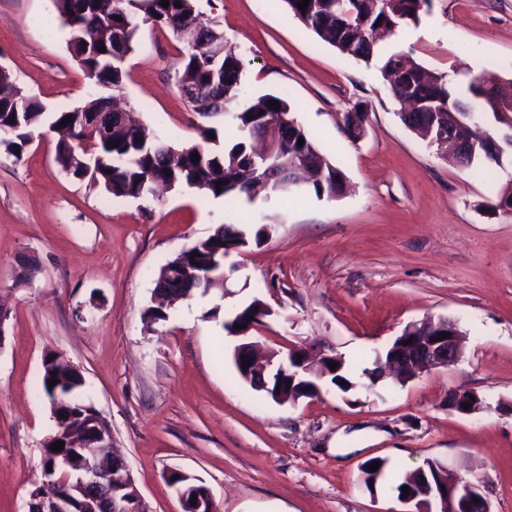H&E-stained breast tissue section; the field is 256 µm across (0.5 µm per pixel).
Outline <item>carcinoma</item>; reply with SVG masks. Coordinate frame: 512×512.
<instances>
[{
	"label": "carcinoma",
	"instance_id": "1",
	"mask_svg": "<svg viewBox=\"0 0 512 512\" xmlns=\"http://www.w3.org/2000/svg\"><path fill=\"white\" fill-rule=\"evenodd\" d=\"M181 6H175V2ZM169 6L161 0H52V3L69 29L67 42L73 57L86 77L94 85L104 89H117L121 85L122 59L113 56L110 45L102 39L114 23L121 21L128 27V50H133L135 35L142 24H152L177 32L182 28H197L206 38L203 53L215 60L212 67H205L198 61L200 52L187 48L181 66L180 82L196 86L211 84L213 77L224 80L220 89V112L232 114L237 136L224 145L219 138L203 131L202 144L174 147L164 141L146 125L139 122L130 125L124 135L126 150H108L98 146L99 137L94 124L100 108L111 97L93 94L82 105L56 112L48 111L46 105L36 96L21 88L13 77L0 80V144L10 151L24 149L32 140V134L43 128L50 130L60 126L65 117L71 121L63 126L69 136L59 139L55 158L62 168L77 179L88 178L92 183L104 187L114 197L138 198L157 181H163L174 188L195 183L205 195L232 202L242 196H250L252 183L241 176V169L251 153V139L265 135L271 128L288 129V137L277 139L275 154L283 164L307 175L310 187L317 198L334 199L345 179L342 170L331 163L317 146L310 132L290 115V108L283 98L265 94L246 102L241 101L242 69L234 51L224 43L219 30L207 26L199 19L195 0H168ZM301 0H284L288 10L312 31L320 41L334 47L341 55L370 64L380 63L379 70L386 81H391L392 71L399 64L408 67L412 81L422 88V105L415 117H403L402 123L415 133L428 139L432 126L438 128L447 123L448 111L442 104L448 101V94L459 96L449 76L436 74L403 52L381 55L376 49L375 33L386 29L391 33L404 25H418L422 16L429 13L433 0H309V6L302 11ZM356 9L353 26L347 28L338 23L340 9ZM105 51H100V47ZM489 76L481 72L470 77L467 93L462 102L470 112H493L501 115L500 123L512 129V99L507 101L498 92L484 87ZM277 100L280 106L273 107L269 101ZM457 129L454 136L464 138L476 146V153L469 158L467 167L487 171L498 164L487 145L492 135L467 126L468 117L457 113ZM304 140L298 145V140ZM199 155V162L191 161L193 154ZM89 155L93 160L90 176L73 162ZM222 191H217L216 183ZM234 230L238 238H249V234L236 224H222L204 239L198 258L189 265L188 272L197 280L207 282L211 265L220 263L224 257V234ZM47 366L42 368V391L49 401L51 413L64 416L70 425L84 424L86 404L77 400L83 386L81 376L68 369L64 360L50 354ZM57 375H51V372ZM58 383L48 386V381ZM325 380L343 393L351 391L354 377L340 361L336 375ZM63 455L69 458V472L76 475L81 470L79 463L85 458L79 448H64L59 452L49 446L43 448V460L48 463ZM101 473L103 482H112V461L105 456L86 457Z\"/></svg>",
	"mask_w": 512,
	"mask_h": 512
}]
</instances>
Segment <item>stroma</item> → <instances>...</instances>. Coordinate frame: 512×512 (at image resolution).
<instances>
[{
	"label": "stroma",
	"mask_w": 512,
	"mask_h": 512,
	"mask_svg": "<svg viewBox=\"0 0 512 512\" xmlns=\"http://www.w3.org/2000/svg\"><path fill=\"white\" fill-rule=\"evenodd\" d=\"M242 62L244 98L273 94L346 175L327 200L258 196L235 204L198 190L114 198L66 174L55 133L21 155L0 145V512H27L42 480L54 420L42 393L53 350L83 376L79 397L112 431L151 512H180L170 470L201 479L217 512H403L389 485L368 490L360 468L384 459L400 477L426 462L477 481L491 512H512V213L497 210L512 164L478 176L449 162L399 119L376 65L321 42L284 0H197ZM52 0H0V65L49 109L80 106L93 90L67 48L37 16ZM439 73L490 71L512 81V0H434L418 26L381 45ZM185 49L171 31L141 25L122 63L120 93L170 144L201 142L215 125L193 112L176 79ZM367 107V133L349 141L344 113ZM220 224L273 231L226 257L230 296L195 294L148 323L159 267ZM260 299L254 332L265 347L325 344L359 388L281 404L238 374L234 337L203 314ZM454 320V365L363 388V369L404 328ZM471 391L487 411L447 407Z\"/></svg>",
	"instance_id": "1"
}]
</instances>
